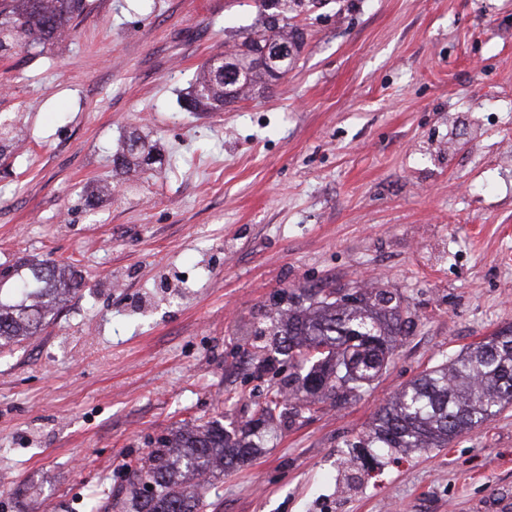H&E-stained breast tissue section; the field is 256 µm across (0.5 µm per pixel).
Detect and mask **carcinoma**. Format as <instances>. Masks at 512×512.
Instances as JSON below:
<instances>
[{
  "instance_id": "cac0c4a2",
  "label": "carcinoma",
  "mask_w": 512,
  "mask_h": 512,
  "mask_svg": "<svg viewBox=\"0 0 512 512\" xmlns=\"http://www.w3.org/2000/svg\"><path fill=\"white\" fill-rule=\"evenodd\" d=\"M310 0H255L257 19L239 32L235 51L218 53L198 70L182 108L215 112L274 85L292 60L271 61L264 49L288 44L300 52L304 33L290 20ZM83 0H9L0 7V58L59 37ZM17 136L0 124V158ZM157 161L152 148L132 133L112 154L115 169L140 172ZM76 275L49 260L0 269V349L11 348L53 323L59 301L78 293ZM391 292H362L352 306L320 288L290 300L270 319L276 350L301 372L288 384L292 404L275 393L257 417L228 430L217 421L187 426L157 441L131 470L123 512H199L204 486L249 461L265 447L275 420L297 416L318 403L359 396L387 366L405 333ZM512 405V329H501L422 373L379 408L364 441L379 448H444L458 435Z\"/></svg>"
}]
</instances>
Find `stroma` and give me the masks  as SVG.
Wrapping results in <instances>:
<instances>
[{
	"mask_svg": "<svg viewBox=\"0 0 512 512\" xmlns=\"http://www.w3.org/2000/svg\"><path fill=\"white\" fill-rule=\"evenodd\" d=\"M255 15L86 0L43 54L0 60V121L24 123L0 160V264L49 259L84 284L0 352V512H86L160 436L249 420L296 373L269 316L368 282L408 322L387 368L283 420L202 512H512V405L445 448L362 441L418 374L512 327V0H317L278 84L183 110ZM132 130L169 165L113 176Z\"/></svg>",
	"mask_w": 512,
	"mask_h": 512,
	"instance_id": "obj_1",
	"label": "stroma"
}]
</instances>
